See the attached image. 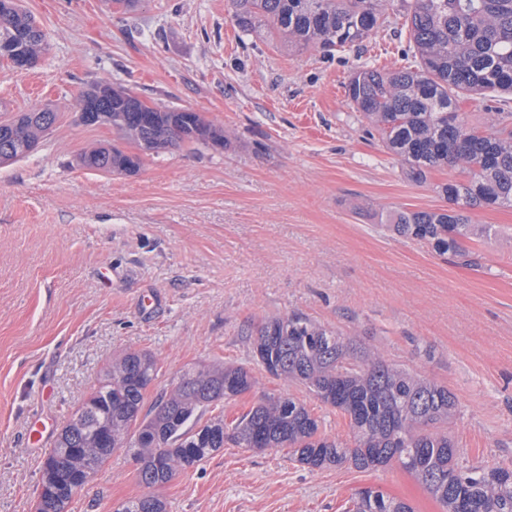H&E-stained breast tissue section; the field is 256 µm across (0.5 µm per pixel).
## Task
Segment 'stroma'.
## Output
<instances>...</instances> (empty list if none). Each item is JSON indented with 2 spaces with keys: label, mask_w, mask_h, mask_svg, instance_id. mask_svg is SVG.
I'll list each match as a JSON object with an SVG mask.
<instances>
[{
  "label": "stroma",
  "mask_w": 512,
  "mask_h": 512,
  "mask_svg": "<svg viewBox=\"0 0 512 512\" xmlns=\"http://www.w3.org/2000/svg\"><path fill=\"white\" fill-rule=\"evenodd\" d=\"M24 4L46 51L27 70L0 60V104L47 106L58 120L30 155L0 166V512H35L55 427L127 350L159 361L145 404L187 367L245 364L258 384L225 403V422L262 395H290L322 433L350 439L340 412L251 358L243 329L294 310L448 387L463 464L512 462V208L470 210L492 231L469 264L381 231L393 210L447 208L439 188L452 172L416 182L345 92L357 66L413 65L402 0L375 36L330 55L242 35L229 0ZM100 81L202 113L225 147L146 154L132 175L79 166L99 143L137 150L79 124L76 100ZM34 420L54 427L31 448ZM367 487L443 512L396 466L313 472L288 449L229 441L158 493L169 512H349ZM143 491L119 452L70 510L116 512Z\"/></svg>",
  "instance_id": "stroma-1"
}]
</instances>
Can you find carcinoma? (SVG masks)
I'll list each match as a JSON object with an SVG mask.
<instances>
[{
    "label": "carcinoma",
    "mask_w": 512,
    "mask_h": 512,
    "mask_svg": "<svg viewBox=\"0 0 512 512\" xmlns=\"http://www.w3.org/2000/svg\"><path fill=\"white\" fill-rule=\"evenodd\" d=\"M240 31L287 40L298 50L331 54L377 34L389 0H229ZM406 22L417 65L381 72L367 64L353 72L346 94L369 120L385 148L418 179L434 169L459 170L441 186L449 208L398 210L385 226L424 242L439 254L467 258L469 243L488 233L468 211L512 207V130L489 112L484 128L461 116L465 96L512 95V0H408ZM16 47L38 60L43 35L19 0H0V47ZM84 125H105L149 154L184 144L224 145L222 129L182 107H150L131 90L108 83L84 89L77 104ZM57 113L34 107L0 121V165L27 157L25 147L45 135ZM81 166L130 175L141 157L101 144L78 157ZM245 336L253 360L270 375L308 389L346 415L353 443L320 432L319 421L293 397L263 395L231 429L214 411L251 391L256 383L244 365L201 364L182 372L148 409L144 393L160 368L148 351L112 360L94 388L93 404L70 417L45 451L35 512H67L90 476L119 450L131 454L140 482L161 487L224 447L291 449L311 471L349 465L366 470L398 464L444 512H512V464L491 468L459 463L448 424L458 401L448 388L388 362L378 348L357 347L302 312L264 320ZM149 492L116 512H167ZM354 512H412L403 501L364 488Z\"/></svg>",
    "instance_id": "cac0c4a2"
}]
</instances>
